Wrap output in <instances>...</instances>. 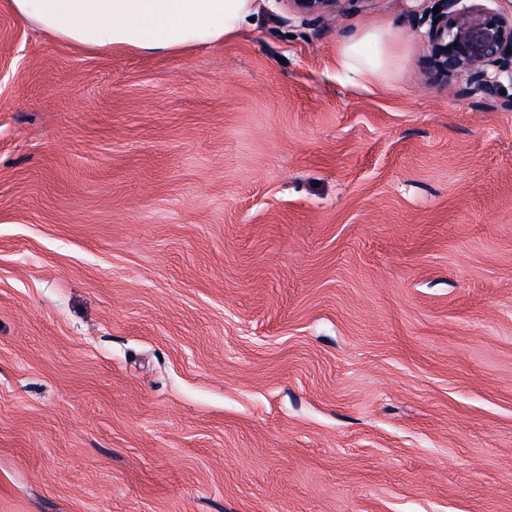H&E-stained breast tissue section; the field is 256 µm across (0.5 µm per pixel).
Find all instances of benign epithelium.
Segmentation results:
<instances>
[{"label":"benign epithelium","instance_id":"obj_1","mask_svg":"<svg viewBox=\"0 0 512 512\" xmlns=\"http://www.w3.org/2000/svg\"><path fill=\"white\" fill-rule=\"evenodd\" d=\"M339 0H294L298 13L333 17ZM438 20L428 38L436 67L465 80L464 91L496 95L501 78L512 81V11L467 4L465 0H438Z\"/></svg>","mask_w":512,"mask_h":512}]
</instances>
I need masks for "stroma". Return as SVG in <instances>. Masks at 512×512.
Returning <instances> with one entry per match:
<instances>
[{
    "label": "stroma",
    "mask_w": 512,
    "mask_h": 512,
    "mask_svg": "<svg viewBox=\"0 0 512 512\" xmlns=\"http://www.w3.org/2000/svg\"><path fill=\"white\" fill-rule=\"evenodd\" d=\"M257 4L143 55L0 0V512H512V84L430 0ZM298 13L318 18L336 16V5L339 0H294ZM435 1L440 9L432 16L428 38L436 67L463 78L465 92L498 95L504 75L512 82V4L508 12L463 4L482 0ZM401 57L402 48L393 31L387 27L367 28L337 49V61L344 71L376 82L388 83Z\"/></svg>",
    "instance_id": "35a3bbf8"
}]
</instances>
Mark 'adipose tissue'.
I'll return each instance as SVG.
<instances>
[{
    "instance_id": "obj_1",
    "label": "adipose tissue",
    "mask_w": 512,
    "mask_h": 512,
    "mask_svg": "<svg viewBox=\"0 0 512 512\" xmlns=\"http://www.w3.org/2000/svg\"><path fill=\"white\" fill-rule=\"evenodd\" d=\"M24 23L64 42L101 50L162 54L237 37L255 0H9ZM402 57L393 31L370 27L337 49L340 67L389 82Z\"/></svg>"
}]
</instances>
